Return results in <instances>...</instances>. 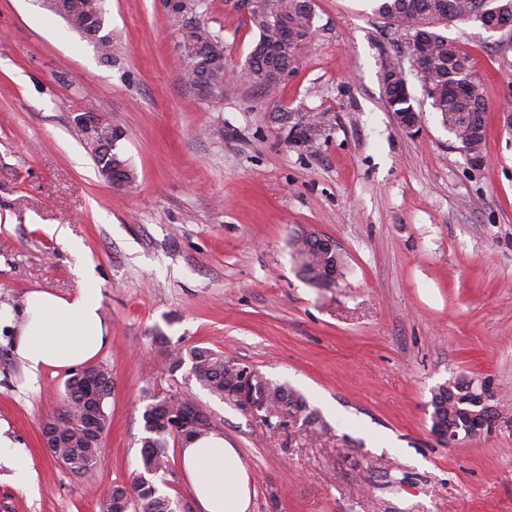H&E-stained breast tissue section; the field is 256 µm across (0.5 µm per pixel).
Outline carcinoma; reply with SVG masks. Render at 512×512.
Segmentation results:
<instances>
[{
    "label": "carcinoma",
    "instance_id": "obj_1",
    "mask_svg": "<svg viewBox=\"0 0 512 512\" xmlns=\"http://www.w3.org/2000/svg\"><path fill=\"white\" fill-rule=\"evenodd\" d=\"M41 6L67 20L69 29L89 39L104 61L112 58V30L106 26L105 0H40ZM258 9L249 12L250 20L259 31V39L245 63L237 69L243 82L266 93L275 91L290 77L299 64L301 50L315 27L313 0H260ZM374 12L394 28L407 35L424 37L428 55L422 80L433 109L441 123L461 141L484 139L486 106L478 82L468 83L472 74L470 57L448 45V37L437 32L440 23L451 20L480 21L490 0H374ZM178 45L183 60L186 84H195L203 75L213 85L217 98L224 97V46L218 34L201 21H184L177 29ZM382 91L394 116L410 121L419 115L404 85V79L393 65L382 74ZM119 140L112 149L91 151L96 168L108 165L131 182L137 181V171L118 150ZM300 272L309 282L329 284L325 273L336 266V253L319 245V235L295 239L293 243ZM190 361L189 374L213 394L242 406L250 404L260 412L278 408L294 414H305V421L319 422L302 395L285 385H274L258 371L224 360V354L208 347L176 348L168 353L167 371L177 373L185 361ZM112 391L107 381L104 392L86 390L72 376L64 383V407L53 420L62 429L63 440L59 457L69 458L77 468L87 471L102 454V442L89 441L84 435L83 420L93 412L107 429L105 404ZM179 414L176 402L152 399L142 414L146 436L141 439L140 470L131 483L112 486L104 503L129 500L139 512H176L173 501L160 493L151 477L170 470L168 448L172 438L171 423Z\"/></svg>",
    "mask_w": 512,
    "mask_h": 512
}]
</instances>
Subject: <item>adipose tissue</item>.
Masks as SVG:
<instances>
[{"instance_id":"obj_1","label":"adipose tissue","mask_w":512,"mask_h":512,"mask_svg":"<svg viewBox=\"0 0 512 512\" xmlns=\"http://www.w3.org/2000/svg\"><path fill=\"white\" fill-rule=\"evenodd\" d=\"M78 273L84 286L70 297L33 291L26 295L21 313L0 310V323L18 325L14 351L29 378H37L48 367L69 368L88 362L109 340L93 272L82 266ZM180 457L203 512H250V474L221 433L181 442Z\"/></svg>"}]
</instances>
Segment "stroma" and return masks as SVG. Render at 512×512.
Listing matches in <instances>:
<instances>
[{
    "label": "stroma",
    "mask_w": 512,
    "mask_h": 512,
    "mask_svg": "<svg viewBox=\"0 0 512 512\" xmlns=\"http://www.w3.org/2000/svg\"><path fill=\"white\" fill-rule=\"evenodd\" d=\"M314 3L316 33L275 95L231 82L213 102L183 82L160 0H106L108 63L35 0H0V308L33 290L74 294L78 261L90 263L111 336L96 362L114 383L101 457L73 475L39 437L69 371L28 379L15 329H0V422L35 476L28 490L0 466L6 512H102L138 468L145 406L166 394L237 448L251 512H512V34L439 28L482 85L476 164L372 0ZM195 18L240 68L259 38L248 14L202 0ZM397 64L421 116L413 134L382 92ZM88 111L124 130L132 188L100 178L75 122ZM307 233L342 254L336 286L299 272L291 242ZM161 334L295 389L324 429L168 374ZM466 376L490 380L501 417L448 446L431 432L432 393Z\"/></svg>",
    "instance_id": "obj_1"
}]
</instances>
